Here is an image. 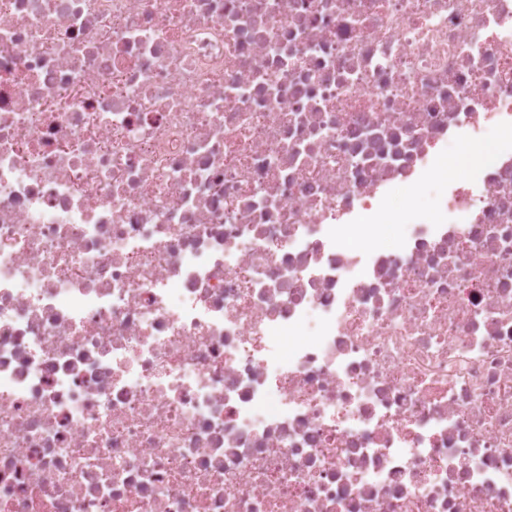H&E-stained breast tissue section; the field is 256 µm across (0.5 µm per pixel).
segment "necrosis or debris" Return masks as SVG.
<instances>
[{
    "label": "necrosis or debris",
    "mask_w": 512,
    "mask_h": 512,
    "mask_svg": "<svg viewBox=\"0 0 512 512\" xmlns=\"http://www.w3.org/2000/svg\"><path fill=\"white\" fill-rule=\"evenodd\" d=\"M0 512H512V0H0Z\"/></svg>",
    "instance_id": "necrosis-or-debris-1"
}]
</instances>
